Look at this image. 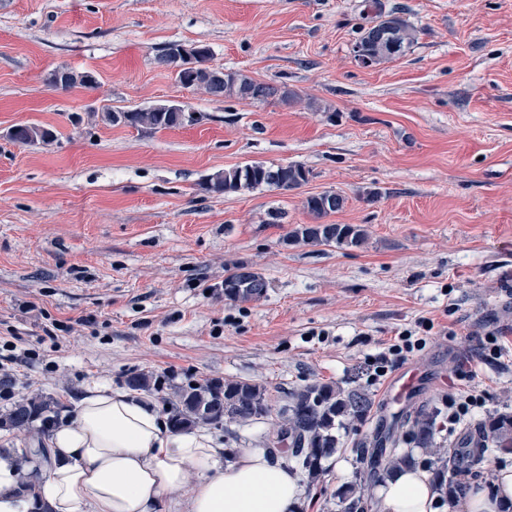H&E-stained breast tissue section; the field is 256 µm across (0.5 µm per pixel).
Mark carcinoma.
<instances>
[{
	"label": "carcinoma",
	"instance_id": "1",
	"mask_svg": "<svg viewBox=\"0 0 512 512\" xmlns=\"http://www.w3.org/2000/svg\"><path fill=\"white\" fill-rule=\"evenodd\" d=\"M415 40V30L398 16H391L362 28L355 43L373 65L402 56ZM203 52L189 54L185 64L193 75L190 88L202 90L213 97L224 96L253 102L290 97L287 87L274 82L258 81L239 71L200 68L198 63L208 61L210 48L202 46ZM93 73L67 69L60 86L71 88L90 86ZM102 120L112 125H126L138 130L159 132L194 125L199 118L191 112H174L164 106L117 111L106 108ZM55 134L37 125L20 127L14 140L25 143L48 144ZM310 171L300 164L268 166L262 162H248L232 169L217 172L206 182L205 190L215 194L236 193L253 190L261 186L281 190L297 188L308 181ZM346 198L335 191H324L306 199L305 207L316 219L337 213L345 207ZM298 242L307 244H330L360 247L367 239V233L351 224H303L294 231ZM233 282L230 297L250 300L265 291L264 279L244 269L229 276ZM375 401L365 391L345 388L337 382H314L288 393V402L278 411L265 444L269 448H289L291 457L306 475L309 485L318 484L325 474L323 460L339 447L341 433L358 431L374 413ZM58 401L52 397L35 395L17 401L4 415L0 414V429L34 433L35 447L25 449L19 463L28 461L33 454L47 462L50 455L47 448V430L33 427L34 421L45 413H55ZM266 388L246 380H223L213 378L203 383H190L174 393L169 400L168 420L173 431L187 432L200 425L221 423L248 424L263 420L271 413ZM443 408L433 404L422 405L402 416L398 430L391 434L372 452L360 448L356 462L355 480L343 486L338 497L345 503L344 512H364L367 504L363 488L374 476L391 474L395 471L421 466L411 449L419 448L427 453L436 448L438 419ZM409 450L399 451L400 444ZM459 445L466 448H493L499 452L512 453V413L489 416L478 425L475 435H465ZM432 482L443 503L456 499L467 490L464 476L468 474L475 459L465 452L440 451L432 462Z\"/></svg>",
	"mask_w": 512,
	"mask_h": 512
}]
</instances>
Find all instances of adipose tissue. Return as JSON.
<instances>
[{
    "label": "adipose tissue",
    "instance_id": "obj_1",
    "mask_svg": "<svg viewBox=\"0 0 512 512\" xmlns=\"http://www.w3.org/2000/svg\"><path fill=\"white\" fill-rule=\"evenodd\" d=\"M52 461L31 491L14 457H0V512H296L301 478L258 448L235 462L203 432L175 433L142 399L94 389L75 419L61 422L49 441ZM197 480L179 498L189 474ZM438 494L425 472L406 470L378 488L379 512H436ZM446 512H512V467L498 469L493 494L471 491Z\"/></svg>",
    "mask_w": 512,
    "mask_h": 512
}]
</instances>
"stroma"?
<instances>
[{"instance_id":"stroma-1","label":"stroma","mask_w":512,"mask_h":512,"mask_svg":"<svg viewBox=\"0 0 512 512\" xmlns=\"http://www.w3.org/2000/svg\"><path fill=\"white\" fill-rule=\"evenodd\" d=\"M416 31L405 55L360 67L363 0H0V341L29 358L0 412L37 394L72 419L88 388L140 391L156 409L210 378L290 390L335 381L365 390L376 415L484 393L457 433L512 412V0H381ZM200 43L210 67L286 85L285 101L218 99L154 62L167 44ZM96 82L62 88L60 65ZM177 103L199 123L145 132L104 108ZM47 145L8 137L17 125ZM250 161L300 164L293 190L212 194L205 179ZM347 199L331 224L366 229L359 248L290 242L312 223L306 199ZM260 298L225 297L238 269ZM428 321L402 403L368 359ZM495 332L502 356L477 358ZM473 370L458 379L457 367ZM271 421L208 427L222 447L259 448ZM358 437H343L302 512H344Z\"/></svg>"}]
</instances>
